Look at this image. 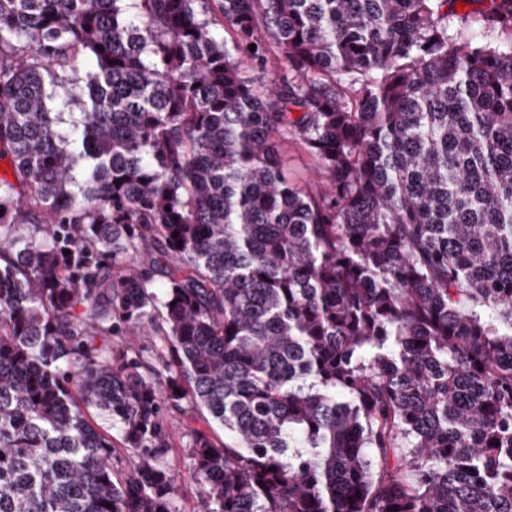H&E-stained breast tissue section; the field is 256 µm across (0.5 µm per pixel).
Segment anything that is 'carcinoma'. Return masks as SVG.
I'll return each instance as SVG.
<instances>
[{
	"mask_svg": "<svg viewBox=\"0 0 512 512\" xmlns=\"http://www.w3.org/2000/svg\"><path fill=\"white\" fill-rule=\"evenodd\" d=\"M451 2L0 0V512H177L171 408L204 512H512V0ZM283 155L288 169V176L295 181H307L313 171L312 157L299 145L288 140L283 145Z\"/></svg>",
	"mask_w": 512,
	"mask_h": 512,
	"instance_id": "obj_1",
	"label": "carcinoma"
}]
</instances>
